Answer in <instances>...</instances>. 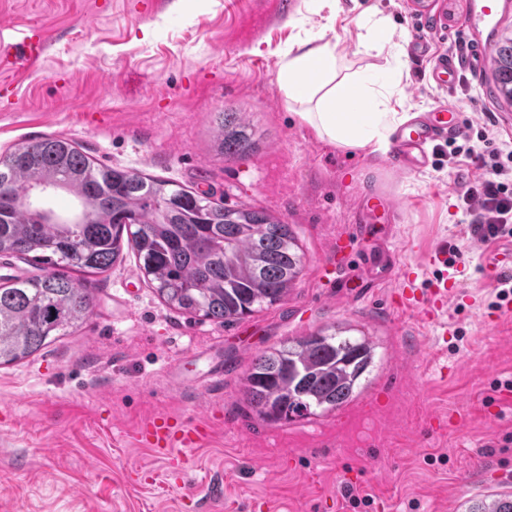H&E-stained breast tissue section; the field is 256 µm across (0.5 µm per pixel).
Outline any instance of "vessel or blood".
Segmentation results:
<instances>
[{"instance_id":"obj_1","label":"vessel or blood","mask_w":512,"mask_h":512,"mask_svg":"<svg viewBox=\"0 0 512 512\" xmlns=\"http://www.w3.org/2000/svg\"><path fill=\"white\" fill-rule=\"evenodd\" d=\"M507 0H479L473 15L465 20L472 46L462 55H452L438 63L432 70L435 81L446 86H454L463 70L480 68L489 45L483 42L479 27L493 17L501 14ZM448 120L435 124L423 118L408 123L396 136V159L405 170L419 171L428 164V145L439 140L456 137L461 126L456 118L455 106H448ZM397 305L401 308L418 310L426 317H434L448 302V291L435 288L431 298L425 299L417 294L410 277H402L395 290ZM208 437L206 426L187 424L168 418H160L144 427L138 438L142 445L153 453L166 459L173 458L176 451L201 447Z\"/></svg>"}]
</instances>
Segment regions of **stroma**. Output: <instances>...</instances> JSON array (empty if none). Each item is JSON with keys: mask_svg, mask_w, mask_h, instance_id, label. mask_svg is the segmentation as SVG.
Returning a JSON list of instances; mask_svg holds the SVG:
<instances>
[{"mask_svg": "<svg viewBox=\"0 0 512 512\" xmlns=\"http://www.w3.org/2000/svg\"><path fill=\"white\" fill-rule=\"evenodd\" d=\"M475 0H346L328 39L350 70L392 79L409 114L451 102L475 148L512 146V104L485 70L437 86ZM388 17L383 54L362 36ZM314 0H0V153L69 138L98 162L265 209L291 225L304 265L288 301L223 324L168 306L133 252L103 273L70 270L92 299L80 328L0 366V512H467L512 493V295L497 297L512 237L480 241L457 206L456 175L429 148L421 171L340 149L287 108L279 62L317 32ZM44 43L16 58L15 38ZM427 51L413 58L407 44ZM241 112L262 139L240 161L216 155L213 120ZM354 243L341 289L327 285L336 242ZM455 246L454 266L433 261ZM429 290L453 279L435 318L395 307L404 271ZM334 325L375 345L348 404L282 425L242 400L270 346ZM223 370L222 384L206 381ZM455 410L446 429L434 416ZM157 416L204 422L212 435L183 463L154 458L134 433ZM111 430H104L103 422ZM151 478L131 486L133 468ZM371 496L352 506L344 492Z\"/></svg>", "mask_w": 512, "mask_h": 512, "instance_id": "1", "label": "stroma"}]
</instances>
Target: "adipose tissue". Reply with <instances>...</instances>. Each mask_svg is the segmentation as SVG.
Listing matches in <instances>:
<instances>
[{"label": "adipose tissue", "mask_w": 512, "mask_h": 512, "mask_svg": "<svg viewBox=\"0 0 512 512\" xmlns=\"http://www.w3.org/2000/svg\"><path fill=\"white\" fill-rule=\"evenodd\" d=\"M279 87L316 135L342 149L385 154L407 115L393 85L369 72H346L337 45L324 35L297 43L282 58Z\"/></svg>", "instance_id": "obj_1"}]
</instances>
